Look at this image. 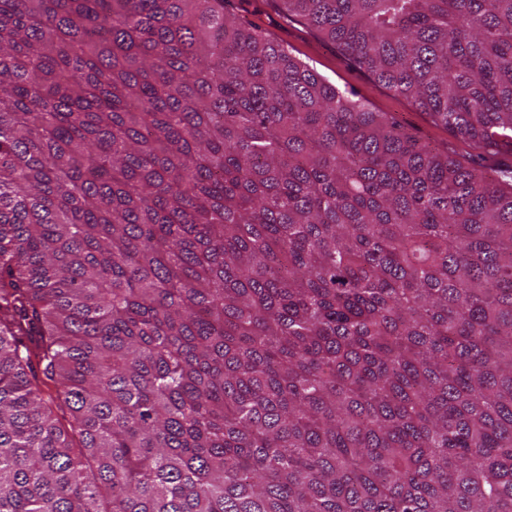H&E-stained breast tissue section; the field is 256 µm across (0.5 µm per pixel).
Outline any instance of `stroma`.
I'll return each instance as SVG.
<instances>
[{"label": "stroma", "instance_id": "1", "mask_svg": "<svg viewBox=\"0 0 512 512\" xmlns=\"http://www.w3.org/2000/svg\"><path fill=\"white\" fill-rule=\"evenodd\" d=\"M228 8L254 21L278 43L309 64L340 90L365 100L372 110L395 113L416 136L449 146L460 160H467L462 141L434 127L410 99L377 85L328 41L316 38L306 28L289 22L278 0H230Z\"/></svg>", "mask_w": 512, "mask_h": 512}]
</instances>
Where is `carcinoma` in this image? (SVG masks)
Here are the masks:
<instances>
[{"instance_id": "obj_1", "label": "carcinoma", "mask_w": 512, "mask_h": 512, "mask_svg": "<svg viewBox=\"0 0 512 512\" xmlns=\"http://www.w3.org/2000/svg\"><path fill=\"white\" fill-rule=\"evenodd\" d=\"M0 0V512H512V0ZM228 8L254 21L278 43L309 64L341 91L365 100L375 112H393L416 136L449 146L467 164L470 148L462 141L434 127L410 99L377 85L328 41L316 38L299 24L288 22L277 0H230Z\"/></svg>"}]
</instances>
